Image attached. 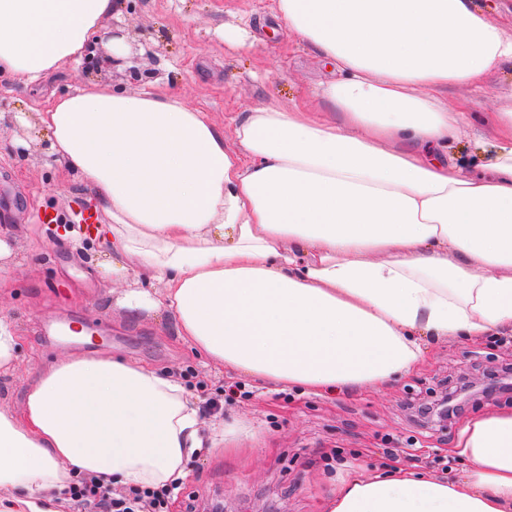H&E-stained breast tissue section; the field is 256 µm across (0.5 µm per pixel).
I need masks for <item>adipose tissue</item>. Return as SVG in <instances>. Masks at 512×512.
Wrapping results in <instances>:
<instances>
[{
  "label": "adipose tissue",
  "instance_id": "obj_1",
  "mask_svg": "<svg viewBox=\"0 0 512 512\" xmlns=\"http://www.w3.org/2000/svg\"><path fill=\"white\" fill-rule=\"evenodd\" d=\"M340 78L321 107L251 108L225 139L170 91L75 89L22 125L98 200V272L131 318L175 315L214 365L326 395L380 388L431 341L512 331V106L480 171L445 162L466 106L512 62L475 0H276ZM117 0H0V77L30 86L82 57ZM238 426L203 424L179 377L100 353L39 369L0 409V512H63L70 486L182 483ZM448 480L354 473L324 512H512V410L462 426Z\"/></svg>",
  "mask_w": 512,
  "mask_h": 512
}]
</instances>
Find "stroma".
<instances>
[{
  "label": "stroma",
  "instance_id": "1",
  "mask_svg": "<svg viewBox=\"0 0 512 512\" xmlns=\"http://www.w3.org/2000/svg\"><path fill=\"white\" fill-rule=\"evenodd\" d=\"M117 19L131 29L132 43L148 47L137 65L151 71L152 83L180 93L228 132L261 104H315V90L333 77L313 46L289 34L275 0H120ZM96 80L130 91L141 87L108 63L94 76L82 64L66 63L40 89L0 81V237L22 258L11 272L12 288L0 295V315L14 320L21 347L15 372L0 375V408L19 409L34 372L64 354L107 352L178 374L194 394L217 402V409L203 410L206 422L239 420L248 432L237 438L236 452L193 458L171 512H210L217 503L224 512H323L336 478L354 469L463 473L466 461L450 453L458 430L486 409H511L512 391L442 419L426 410L466 383L479 386L512 370V333L479 344H431L423 368L380 391L315 396L217 370L184 344L173 317L127 320L116 304L122 285L95 271V245L78 250L64 235L75 201L91 200V193L48 162L47 143L32 128L10 119L44 110ZM483 85L481 93L448 89L449 104L467 105L477 115L455 144L457 154L476 165L491 152L480 140V119L501 106L497 91L512 86V65L488 73ZM46 212L54 223H40ZM88 320L97 323L94 344L41 334L47 322L79 328Z\"/></svg>",
  "mask_w": 512,
  "mask_h": 512
}]
</instances>
